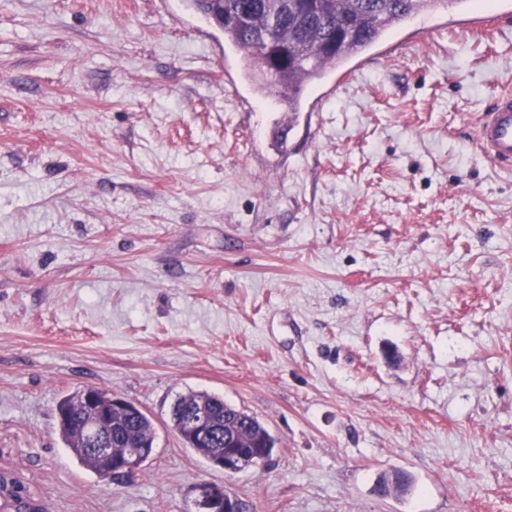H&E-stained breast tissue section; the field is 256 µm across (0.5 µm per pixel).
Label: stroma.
<instances>
[{"mask_svg":"<svg viewBox=\"0 0 512 512\" xmlns=\"http://www.w3.org/2000/svg\"><path fill=\"white\" fill-rule=\"evenodd\" d=\"M458 15L292 112L185 0H0V473L43 512H198L205 482L250 512H512V176L473 140L512 24ZM81 387L156 424L128 485L61 444ZM190 390L272 459L185 448ZM200 411L208 413L215 435L209 444L189 442L181 435L204 443L211 437V427ZM186 418V419H185ZM185 419V420H184ZM183 422L184 428H183ZM170 426L181 437L183 444L204 462L215 468L218 456L241 455L246 458L242 470L271 460L277 440L254 415L224 401L223 396L206 391H188L177 397L170 410Z\"/></svg>","mask_w":512,"mask_h":512,"instance_id":"1","label":"stroma"}]
</instances>
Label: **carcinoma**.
Returning a JSON list of instances; mask_svg holds the SVG:
<instances>
[{
	"label": "carcinoma",
	"mask_w": 512,
	"mask_h": 512,
	"mask_svg": "<svg viewBox=\"0 0 512 512\" xmlns=\"http://www.w3.org/2000/svg\"><path fill=\"white\" fill-rule=\"evenodd\" d=\"M186 2L224 32V43L241 52L250 67L260 66L266 50L286 49L297 56L274 81L278 100L294 112L308 85L370 49L391 27L430 8L464 0H293L286 11L275 0ZM84 392L77 389L57 402V432L64 447L101 478L104 461L93 453L84 434L96 419L95 410L83 403ZM200 411L208 413L215 427L213 440L200 445L184 437L182 442L204 462L213 467L219 456L241 455L250 467L271 460L277 440L256 416L226 403L220 395L193 390L179 395L170 410V426L180 434L184 419ZM156 439L153 419L136 404L128 401L112 412L108 442L113 454L153 448ZM406 485V475L395 472L380 480L378 490L401 492Z\"/></svg>",
	"instance_id": "carcinoma-1"
}]
</instances>
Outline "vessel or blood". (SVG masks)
<instances>
[{
  "mask_svg": "<svg viewBox=\"0 0 512 512\" xmlns=\"http://www.w3.org/2000/svg\"><path fill=\"white\" fill-rule=\"evenodd\" d=\"M474 142L490 164L512 173V89L491 97L476 122Z\"/></svg>",
  "mask_w": 512,
  "mask_h": 512,
  "instance_id": "vessel-or-blood-1",
  "label": "vessel or blood"
}]
</instances>
